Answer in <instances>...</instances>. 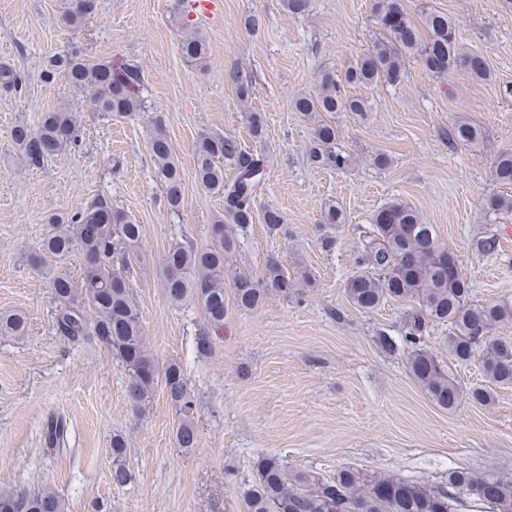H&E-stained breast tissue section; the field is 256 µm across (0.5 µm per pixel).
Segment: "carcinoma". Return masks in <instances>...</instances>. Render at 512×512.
Returning <instances> with one entry per match:
<instances>
[{
  "label": "carcinoma",
  "mask_w": 512,
  "mask_h": 512,
  "mask_svg": "<svg viewBox=\"0 0 512 512\" xmlns=\"http://www.w3.org/2000/svg\"><path fill=\"white\" fill-rule=\"evenodd\" d=\"M97 9V0H65L61 19L77 27ZM380 25L379 38L371 49L349 62L341 74L322 70L315 90L295 98L293 109L315 122L309 159L312 164L344 171L351 159L336 147L338 129L324 115L349 112L361 118L368 112L364 99L346 93V88L368 86L380 81L397 84L404 75L406 55L414 54L424 69L445 78L455 67H464L480 80L489 76L485 61L463 52L457 43L454 23L448 15L434 11L426 15V36L402 9L399 0H374ZM183 58L201 64L208 54L206 39L188 35L182 42ZM60 76L85 93L96 110L106 116L122 115L140 108L134 86L140 82L135 69L118 76L103 63H94L73 50L51 57L46 78ZM21 77L9 66H0V87L17 90ZM12 139L27 163L40 167L66 149L77 145L80 129L74 113L65 105L42 115L36 128L25 123L13 127ZM484 139L476 124L460 119L448 126V143L475 146ZM149 152L164 183L166 201L176 212L184 206L183 173L162 122L155 124ZM235 176L224 181V163ZM270 156L258 155L237 141L204 136L195 148V174L208 190H224V214L211 224V244L198 249L188 241L174 243L164 256V293L175 305L190 300L201 311L208 329L199 333L196 349L212 351L209 330L224 326L227 301L224 280H232V304L241 310L259 308L268 296H293L311 284L305 271L288 272L280 262L265 265L263 277L255 278L231 269L228 254L236 246L234 229L254 222L256 197ZM495 180L512 186V152L497 155L492 162ZM485 208L502 219L512 218V195L493 194ZM344 223L342 210L333 203L321 212L315 233L322 247L331 249L330 229ZM142 225L104 196H95L73 213L52 214L41 249L31 264L49 280L57 303L53 318L56 332L73 344L96 341L128 369L127 395L137 414L162 387L178 415L177 447H196L194 425L197 399L177 363H159L150 355L137 306L130 293V277L144 262L141 251ZM448 246L433 225L406 204L394 202L382 208L372 229L365 232L356 258L357 271L346 282V294L362 312L377 309L384 301H414L418 304L402 327L399 340L389 338L387 347L408 353V365L431 399L440 407L453 409L463 399L480 405L494 399L493 387L512 385V341L493 332L512 324V301L470 300V283L461 270L448 267ZM78 254L80 274L73 278L58 272V265ZM449 326L448 356L456 364L479 359L484 383L463 390L450 374L451 367L424 348L429 323ZM24 315L0 317V335L26 333ZM69 427L61 416L47 419L42 432L43 447L62 450L68 444ZM127 443L112 437V485L120 488L131 480L126 465ZM257 479L243 492L244 512H463L482 505L492 512H512V481L492 475L452 470L438 483L409 482L384 474H362L351 470L322 481L298 475L291 477L275 456L256 463ZM489 486L492 498L474 499L470 491ZM0 512H66L65 499L53 488H13L0 491Z\"/></svg>",
  "instance_id": "obj_1"
}]
</instances>
